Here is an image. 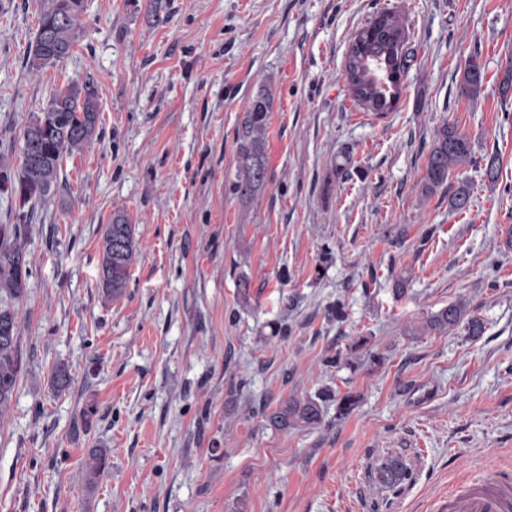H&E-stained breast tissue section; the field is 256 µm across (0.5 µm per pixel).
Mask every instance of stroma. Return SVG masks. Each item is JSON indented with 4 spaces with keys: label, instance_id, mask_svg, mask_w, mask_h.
I'll use <instances>...</instances> for the list:
<instances>
[{
    "label": "stroma",
    "instance_id": "stroma-1",
    "mask_svg": "<svg viewBox=\"0 0 512 512\" xmlns=\"http://www.w3.org/2000/svg\"><path fill=\"white\" fill-rule=\"evenodd\" d=\"M38 5L0 0V152L72 80L95 79L100 120L30 221L0 512H442L457 480L512 470V96L499 85L512 0H160L156 11L85 0L72 56L34 74ZM381 11L401 19L414 55L397 106L377 114L352 99L344 63ZM473 54L485 67L474 101L459 90ZM261 88L274 99L270 180L245 203L226 185ZM446 123L476 162L426 198L417 182ZM492 153L493 187L479 165ZM463 180L471 205L459 213L449 191ZM118 208L137 252L125 295L109 301L101 240ZM459 300L482 336L412 335ZM336 353L342 364L324 365ZM58 363L73 378L59 396ZM324 388L357 403L341 418L327 402L321 426L288 432L261 415ZM90 448L108 451L91 490ZM388 451L414 467L396 493L369 479Z\"/></svg>",
    "mask_w": 512,
    "mask_h": 512
}]
</instances>
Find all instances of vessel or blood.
<instances>
[{
    "label": "vessel or blood",
    "mask_w": 512,
    "mask_h": 512,
    "mask_svg": "<svg viewBox=\"0 0 512 512\" xmlns=\"http://www.w3.org/2000/svg\"><path fill=\"white\" fill-rule=\"evenodd\" d=\"M446 512H512V473L500 470L457 483L448 491Z\"/></svg>",
    "instance_id": "vessel-or-blood-1"
}]
</instances>
